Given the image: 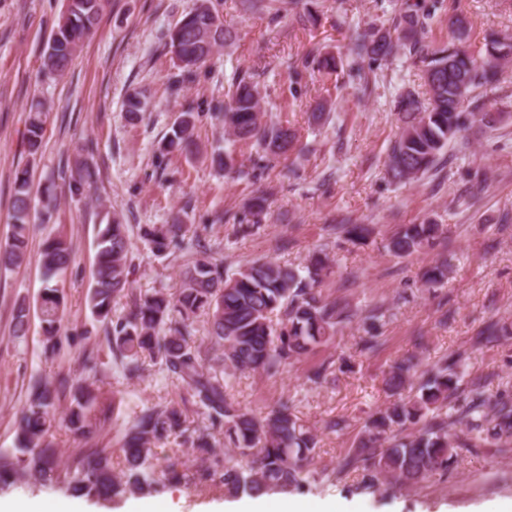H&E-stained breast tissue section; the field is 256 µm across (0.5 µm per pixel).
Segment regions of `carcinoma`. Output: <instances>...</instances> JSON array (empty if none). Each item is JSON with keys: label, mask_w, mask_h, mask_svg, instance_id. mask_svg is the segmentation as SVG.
I'll use <instances>...</instances> for the list:
<instances>
[{"label": "carcinoma", "mask_w": 512, "mask_h": 512, "mask_svg": "<svg viewBox=\"0 0 512 512\" xmlns=\"http://www.w3.org/2000/svg\"><path fill=\"white\" fill-rule=\"evenodd\" d=\"M110 0H66L54 21L52 35L41 53V69L63 76L86 41L97 31ZM219 18L214 0H197L193 10L178 23L179 33L167 34L169 47H178V73L169 81L173 94L196 77V72L224 42L230 32L221 29L209 48L204 36ZM453 39L444 47L421 56L428 98L406 90L393 101L399 131L386 150V170L399 183L418 180L437 170L448 144L473 127L492 129L496 120L485 109L483 93L500 83L502 67L512 61V37L494 30L485 34L481 56L466 48L470 22L463 14L450 18ZM426 15L418 4L403 0L387 29L358 32L350 53L354 62H367L373 73L396 56H420ZM335 57L310 51L288 58L289 86L298 95L304 75L317 69L338 73ZM257 83L238 76L225 99L209 108L224 127L226 150L216 148L211 163L229 174L234 167L232 147L251 145L258 162L252 171H264L269 163L288 155L296 142L295 129L264 120ZM125 112L132 121L143 120L147 103L135 91L126 98ZM48 113L39 105L30 108L26 122L29 153L41 147ZM199 109L190 105L175 119L166 136L161 156L192 154ZM69 189L75 195L97 189L98 174L84 160L67 167ZM29 171L17 172L12 201V231L0 244V269L18 267L27 260L31 215L34 209ZM139 237L156 257L176 251L187 257L179 287L173 292L153 288L146 293L131 287L133 269L132 229L114 219L98 225L97 251L87 303L93 321L100 324L116 373L132 378L144 371L145 362L158 373L180 384L187 392L201 424L190 428L184 408L178 403L143 406L121 432L122 476H117L112 451L83 448L73 461L72 490L82 496L110 501L127 492L150 494L162 480L188 478L184 455L174 453L164 461L157 446L172 436L190 445L208 466L197 470L201 481H219L232 496L288 493L310 476L318 435L300 423L293 402L283 400L268 411H253L235 403L230 391L231 372L265 373L274 376L314 347L327 343L338 327L358 312L319 290L333 273V260L322 251L309 254L297 266L275 260L254 261L233 273L224 271V261L205 239H188L182 224L137 226ZM344 233L352 243H362L373 233L370 224H346ZM442 225L431 219L403 224L386 248L398 257L410 256L433 246L443 235ZM73 262L71 242L58 235L47 238L39 253L44 288L35 305L26 299L15 303L12 336L24 339L31 316L40 322L41 343L46 357L61 347L64 295L52 286ZM448 264L436 262L422 274L423 286L436 288L448 281ZM125 298L129 312H117V299ZM207 319L208 344L196 340L195 324ZM382 314L369 311L361 348L373 353L380 347L378 331ZM417 362L402 359L384 377V385L396 400L374 413L365 423L355 448L344 466L362 475V484L380 488L386 484L416 486L434 475L450 471L458 450L486 444H512V403L477 383L464 392L459 388L456 363L447 362L419 383L411 385ZM71 401L63 421L70 430L90 439L106 422L110 408L100 406V388L66 377L50 381L41 375L29 379L24 405L14 420V443L0 448V484L33 477L43 484L60 479L56 449L50 430L56 420L61 396ZM461 426L459 432L454 427ZM408 427L415 431L398 436ZM224 435L225 452H217L215 433Z\"/></svg>", "instance_id": "cac0c4a2"}]
</instances>
